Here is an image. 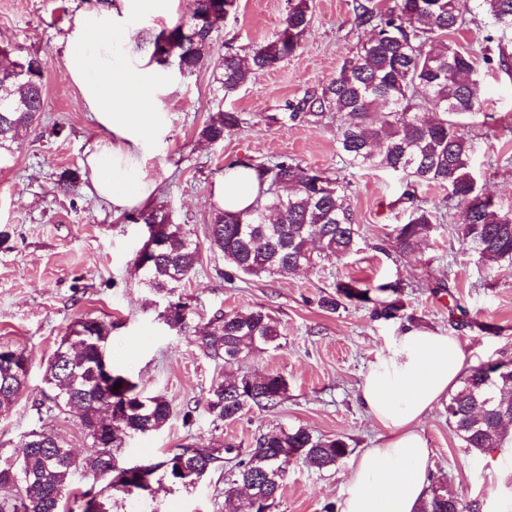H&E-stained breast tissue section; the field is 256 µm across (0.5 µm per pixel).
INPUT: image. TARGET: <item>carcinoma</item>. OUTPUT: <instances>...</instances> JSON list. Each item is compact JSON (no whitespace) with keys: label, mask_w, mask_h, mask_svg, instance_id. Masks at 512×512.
Returning a JSON list of instances; mask_svg holds the SVG:
<instances>
[{"label":"carcinoma","mask_w":512,"mask_h":512,"mask_svg":"<svg viewBox=\"0 0 512 512\" xmlns=\"http://www.w3.org/2000/svg\"><path fill=\"white\" fill-rule=\"evenodd\" d=\"M502 32L512 31V0H475ZM469 0H395L382 12L371 2L355 5L356 20L373 35L346 59L327 84L288 104V118L317 123L336 113V143L354 168L386 170L417 183L448 188V201L461 210L458 239L487 270L512 264V211H504L478 189L471 168L472 144L455 118L482 112V85L474 55L443 40L464 23ZM308 0H295L274 40L244 60L228 53L218 82L224 96L237 92L257 74L276 68L300 47L309 30ZM216 29L160 31L153 57L166 64L173 56L180 71L191 74L207 58ZM45 105L44 67L35 55L0 45V147L16 140ZM241 119L222 108L200 131L211 142L224 140ZM259 190L241 211L218 209L208 225V241L234 271L246 275L286 276L300 265L318 264L351 253L359 237L347 194L348 184L324 172L304 168L282 155L273 161L248 162ZM408 218L395 228V244L411 252L434 223L438 207L411 193ZM145 224L160 226L148 265L136 269L159 294L173 295L190 279L198 263L199 244L180 224H167L156 211H143ZM336 292L321 297L334 311L345 301L370 304L371 316L388 321L403 305L400 282L339 281ZM191 311L182 301L168 302L164 323L178 331L188 326ZM112 325L94 317L77 320L62 337L44 373L43 395L59 409L77 406L92 451L75 458L57 435L29 433L28 446L17 458L0 460V512H112V496L150 495L153 485L167 482L193 488L213 468H225L224 512H271L288 464L301 459L318 468L336 465L349 450L340 437L315 436L305 427L269 430L243 452L232 445L205 451L183 445L157 463L140 469L118 464L123 437L161 429L173 414L162 395L143 396L127 377L114 371L108 358ZM279 336L277 324L262 307L228 312L196 328L195 340L210 358L232 365ZM29 374L26 351L0 344V417L10 413ZM122 383L115 388L116 383ZM288 392L278 373L242 375L213 387L205 409L216 424L238 419L244 410L274 409ZM448 422L464 447L483 454L502 446L512 422V367L499 363L472 368L451 395ZM83 472L89 487L72 492L69 478ZM250 485L256 499L241 500L238 484ZM421 512H474L466 500L439 487L431 488Z\"/></svg>","instance_id":"1"}]
</instances>
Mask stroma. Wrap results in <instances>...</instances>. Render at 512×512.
I'll return each mask as SVG.
<instances>
[{"label": "stroma", "mask_w": 512, "mask_h": 512, "mask_svg": "<svg viewBox=\"0 0 512 512\" xmlns=\"http://www.w3.org/2000/svg\"><path fill=\"white\" fill-rule=\"evenodd\" d=\"M96 0H0V43L45 62V110L0 149V343L26 351L28 383L10 414L0 418V458L17 456L28 434L44 428L81 456L91 451L80 417L43 399L49 359L69 327L84 316L111 324L108 355L115 370L148 395H164L174 413L167 425L124 441L123 463H155L170 449L194 443H230L252 448L255 436L275 428L304 426L314 435L341 437L349 455L319 469L289 465L272 512H325L340 505L353 458L376 443L378 429L358 403V387L391 336L408 326L457 336L474 364L512 363V265L486 272L458 239L459 210L431 225L411 253L400 252L393 229L406 219L402 194L408 181L383 170L350 167L341 157L335 125L288 118L287 105L304 91L328 83L345 58L372 34L355 21V0H308L310 28L300 49L273 70L259 74L232 96L218 78L225 53L249 58L273 40L288 11V0H236L213 37L207 64L191 75L176 65L160 67L159 129L136 147L112 135V161L143 187L138 199L112 202L91 192L87 158L99 127L78 87L65 73L67 35L76 16ZM194 0H170L164 13L128 14L138 40L177 21L189 20ZM451 41L473 50L485 100L483 112L461 117L474 145L473 174L482 191L512 209V32L502 33L480 9L450 33ZM241 115L243 123L223 141L199 135L217 108ZM288 154L306 168L325 171L349 185V200L360 237L354 250L309 270L281 276L234 274L225 279L221 252L210 248L207 227L216 206L213 189L230 164L262 162ZM78 171L73 193L58 187L62 172ZM164 214L189 230L199 244L194 275L177 290L192 309L193 323L219 312L265 308L276 319L277 339L242 364L206 356L191 333L170 330L161 314L165 302L134 268L146 242L142 209ZM401 280V318L372 319L350 303L322 310L321 296L347 279ZM274 372L288 381L276 409L253 408L240 419L214 424L204 408L210 389L226 378ZM192 409L184 420L183 409ZM433 454L435 481L464 495L477 507L498 493L493 452H467L448 422L445 405L419 424ZM162 512H224V471L207 474L193 489L159 488Z\"/></svg>", "instance_id": "35a3bbf8"}]
</instances>
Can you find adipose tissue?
Instances as JSON below:
<instances>
[{
    "instance_id": "ef3b65f1",
    "label": "adipose tissue",
    "mask_w": 512,
    "mask_h": 512,
    "mask_svg": "<svg viewBox=\"0 0 512 512\" xmlns=\"http://www.w3.org/2000/svg\"><path fill=\"white\" fill-rule=\"evenodd\" d=\"M165 0H119L118 5H95L75 19L65 53L67 76L78 85L86 106L103 130L122 136L155 131L160 106L154 94L156 69L144 65L133 75L118 73L113 38L131 43L123 16L130 10L161 12ZM92 184L107 200L135 198L138 182L118 187L113 175L111 148L91 160ZM258 194L253 170L230 169L216 185L218 207L240 211ZM469 365L457 337L419 328H407L391 338L372 362L359 387V400L383 429L379 444L365 449L346 480L341 512H418L432 482L431 455L417 424L446 399Z\"/></svg>"
}]
</instances>
